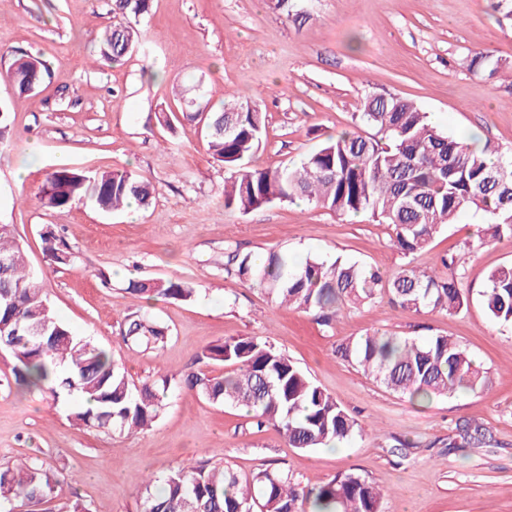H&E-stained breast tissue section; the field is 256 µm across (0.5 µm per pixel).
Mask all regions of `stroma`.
<instances>
[{
	"label": "stroma",
	"mask_w": 512,
	"mask_h": 512,
	"mask_svg": "<svg viewBox=\"0 0 512 512\" xmlns=\"http://www.w3.org/2000/svg\"><path fill=\"white\" fill-rule=\"evenodd\" d=\"M497 0H296L304 22L272 0H152L138 27L142 47L123 65L99 53L114 18L109 0H0V103L13 137L0 149V224L9 225L56 315L80 336L120 355L131 382L194 370L223 374L204 358L210 345L259 336L286 353L365 428L334 448L288 447L273 427L256 428L246 410L172 387L158 419L135 433L74 424L70 405L21 389L12 354L0 350V466L32 461L73 474L71 489L14 512H138L148 478L178 464L218 461L247 475L292 471L315 486L354 471L385 492L384 512H512V330L487 315L488 274L512 263V239L477 243L480 216L465 212L419 252L414 266L443 272L464 254L470 303L458 313L409 311L388 300L344 309L331 326L278 305L262 287L228 270L232 252L297 260L342 258L388 276L406 261L388 225L340 216L302 201L241 213L225 209L229 173L207 149L199 125L161 126L175 111L177 86L202 80L212 105L239 97L267 114L261 167L294 165L327 137L356 127L368 96H396L429 112L456 139L512 154V20ZM40 57L50 75L17 94L5 77L14 53ZM487 53L506 63L495 77L466 68ZM38 158H31L32 146ZM97 171L131 169L154 187L137 217L76 203L46 210L33 202L58 156ZM29 165L24 181L15 171ZM52 231L73 254L52 263L42 236ZM179 278L188 300H158L151 315L167 330L159 348L128 349L122 331L135 307L130 280ZM379 331L458 340L490 377L488 390L416 402L392 392L336 354L349 338ZM463 424L484 428L479 446L454 445Z\"/></svg>",
	"instance_id": "stroma-1"
}]
</instances>
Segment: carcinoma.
I'll return each mask as SVG.
<instances>
[{
	"label": "carcinoma",
	"mask_w": 512,
	"mask_h": 512,
	"mask_svg": "<svg viewBox=\"0 0 512 512\" xmlns=\"http://www.w3.org/2000/svg\"><path fill=\"white\" fill-rule=\"evenodd\" d=\"M149 8L150 0H112V13L120 22L100 39L104 61L120 64L140 48L141 32L132 20ZM467 67L491 77L500 64L479 53ZM48 75L41 59L24 53L12 58L5 73L20 95L35 91ZM190 99L187 90L180 99L181 112L202 124L208 151L233 172L224 183L226 210L245 213L300 199L338 215H368L391 226L394 245L407 257L423 250L442 226L472 209L490 221L492 238H512V154L488 146L477 151L447 136L412 101L367 97L357 118L376 134L345 131L329 137L299 164L272 169L254 164L266 133V115L256 102L226 101L202 118L195 115ZM35 200L46 209L78 201L110 213L132 200L149 205L151 189L133 170L58 165L46 174ZM43 242L50 261L63 266L73 262L56 235L46 233ZM0 256L9 259L8 270L0 274V346L16 361V381L46 390L57 400H81L70 414L79 425L127 433L150 426L172 379L161 376L135 385L112 351L75 335L43 296L6 224H0ZM228 263L240 280L265 286L275 301L313 313L326 325L344 308L383 296L404 310L449 314L469 301L454 255L442 261L446 274L406 266L390 277L340 258L297 263L275 252L261 263L250 254L235 253ZM126 293L139 302V309L128 319L123 342L132 350L151 349L163 343L166 334L146 308L158 299L187 300L195 288L180 279H160L133 281ZM481 300L494 322L512 328V264L489 273ZM336 354L412 400L485 391L490 383L470 353L443 335L420 340L375 331L338 345ZM204 357L231 371L218 376L189 372L183 384L214 403L247 408L256 427H276L290 448L310 450L364 434L334 396L259 337L228 338L210 345ZM71 481V475L42 462L0 468V512H12L10 505L18 499L48 500ZM384 496L357 472L338 474L309 489L285 469L259 468L242 477L207 460L179 468L157 493L146 486L141 512H381Z\"/></svg>",
	"instance_id": "obj_1"
}]
</instances>
